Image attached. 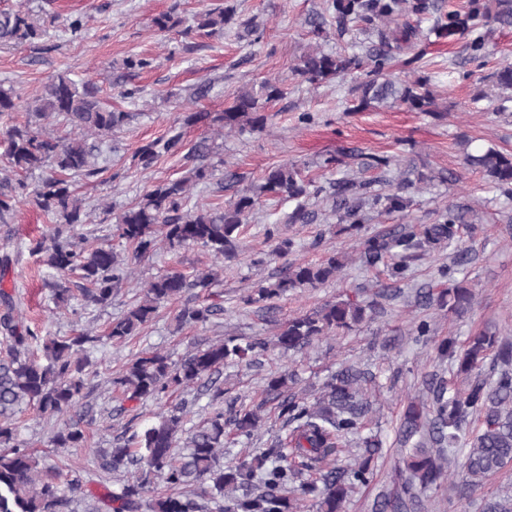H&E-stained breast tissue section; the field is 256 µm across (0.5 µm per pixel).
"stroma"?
<instances>
[{"instance_id":"obj_1","label":"stroma","mask_w":512,"mask_h":512,"mask_svg":"<svg viewBox=\"0 0 512 512\" xmlns=\"http://www.w3.org/2000/svg\"><path fill=\"white\" fill-rule=\"evenodd\" d=\"M224 0H0V9H42L56 20L47 37L18 46L0 47V83L13 87L21 98L39 93L52 77L65 74L71 79L95 81L104 102L131 113L128 124L101 145L97 175L77 178L74 188L85 201L86 221L79 233L91 242L113 239L119 215L135 204L153 185L184 177L192 163L186 153L162 156L152 169L133 164L142 143L163 139L170 132L182 135L185 144L214 140L224 158L223 167L210 180L195 185L192 202L206 209H224L236 198L237 190L259 183L264 171L276 164L293 161L303 174L326 183L343 174L358 176L357 165L327 168L323 160L344 149L393 159L414 160L433 173L455 174L457 182L433 181L411 195L405 213L369 212L360 232L344 230L328 203L309 200L318 213L311 224H291L287 217L296 200L265 196L245 226V252L225 262L224 275L206 295L208 303L223 307L222 315L197 326H178L179 303H168L143 329L140 336L122 343H107L91 350L88 370L93 379L81 401L87 448L52 449L47 445L57 421L34 411L19 422V431L37 454L41 466H68L79 471L92 489L116 488L118 475L99 476L90 463L89 449L110 447L124 431L141 430L161 408L188 401L193 421L205 417L204 400L194 393H170L141 404L124 401L113 392L110 379L136 353L154 348L179 360L193 347L227 335L272 337L278 322L354 289L373 287L387 278L386 266L368 269L357 258L362 237L398 224H431L449 203L469 202L482 220L477 234L461 235L451 247L411 262L399 286L400 294L383 301L374 320L355 330L331 336L305 354L261 356L260 366L247 368L233 363L224 367L225 405L253 404L260 400L265 377L276 369L297 370L304 387L321 386L330 371L343 361L357 362L379 373L383 387L375 396L371 427L384 441L381 458L375 462L373 481L360 488L344 512H373L380 494L393 487L394 467L400 447L396 442L400 418L408 397L419 394L427 375L441 372L436 346L446 337L464 342L480 330L503 336L512 333V198L489 188L481 174L465 168L467 148L495 146L512 151V102L498 104L493 76L512 67V29H495L489 37L490 54L484 64L471 62L466 49L471 33L449 40L420 38L416 49L424 56L416 69L398 71L400 80L412 82L425 77L443 111L437 119L424 112L395 105L378 110H355L352 86L357 74L313 87L298 79L293 69L301 57L314 48L327 52L364 53L363 37L350 30L338 34L327 25L322 36H314L305 20L322 11L325 0H238L239 13L254 18L262 37L253 40L238 26H225L210 34L198 26L206 11L222 6ZM175 11L181 23L163 32L155 17ZM86 18L79 38H71L67 26L75 16ZM150 59L148 69H126L131 55ZM279 82L281 99L267 104L264 131L243 129L221 133L219 124H185L188 113L204 111L218 115L243 90L259 91L263 81ZM211 89L203 98H193L201 83ZM310 114L303 123L302 114ZM52 220L30 204L21 205L9 223H0V256L12 263L0 287L22 298L26 322L38 324L54 336L71 335L74 324L104 334L112 319L130 304L146 281L169 270L192 273L209 265V257L194 246L132 261L133 275L112 299L110 306L88 308L81 319L56 308L52 288L59 276L28 251L30 240L41 237ZM296 243L294 258L318 260L336 251L349 254L348 265L335 279L310 292L288 293L276 301L270 316L237 308L238 297L268 279L284 263L274 256L273 239L267 235L273 225ZM470 252L469 262L458 273L440 278V266L449 264L458 250ZM268 254L267 263L252 265L250 254ZM463 284L475 290L477 302L457 318L434 308L416 305L419 290ZM430 321L433 332L428 341H413L415 321Z\"/></svg>"}]
</instances>
